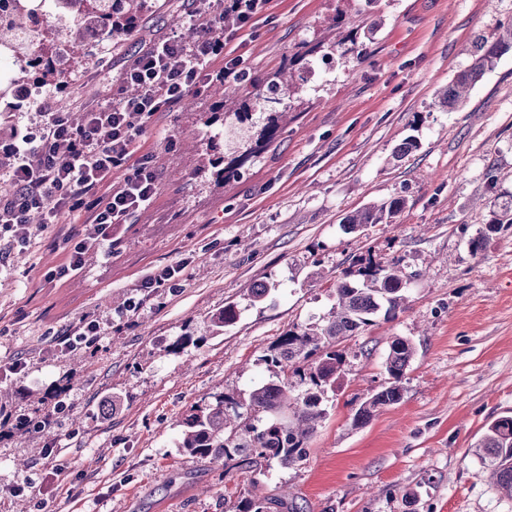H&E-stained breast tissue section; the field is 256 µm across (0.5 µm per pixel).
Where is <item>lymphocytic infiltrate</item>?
I'll return each mask as SVG.
<instances>
[{
    "label": "lymphocytic infiltrate",
    "mask_w": 512,
    "mask_h": 512,
    "mask_svg": "<svg viewBox=\"0 0 512 512\" xmlns=\"http://www.w3.org/2000/svg\"><path fill=\"white\" fill-rule=\"evenodd\" d=\"M267 2L209 0L206 11L191 15L204 22L206 35L190 42L170 36L140 52L121 73L122 90L111 102L84 107L76 118L44 105L39 133L14 137L10 188L0 195V228L26 244L35 235L31 212L43 214L44 228L55 231V249L66 257L43 272L44 281L78 275L89 251L109 255L125 224L153 203L159 173L152 156L140 154L141 137L162 112L186 94L201 92L212 78H248L243 58L226 50L224 10L236 13L240 31L250 28L259 5ZM127 86L137 87V95H125ZM70 216L81 218L79 230L63 227Z\"/></svg>",
    "instance_id": "f902f5d3"
}]
</instances>
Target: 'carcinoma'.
I'll return each instance as SVG.
<instances>
[{
    "label": "carcinoma",
    "mask_w": 512,
    "mask_h": 512,
    "mask_svg": "<svg viewBox=\"0 0 512 512\" xmlns=\"http://www.w3.org/2000/svg\"><path fill=\"white\" fill-rule=\"evenodd\" d=\"M85 13L82 23L70 30L69 41L88 47L90 40H120L138 25V12L145 0H77ZM21 0H0V40L15 35L29 22ZM512 49V25L492 36L475 39L473 63L460 71L443 90L439 105L453 109L492 68L503 53ZM54 44L47 40L29 54L25 67L34 85L55 87L66 93L68 73L55 66ZM303 79L279 66L261 75L225 86L226 97L237 102L233 112L239 131L235 140L224 139V154L209 161L212 175L227 182L240 175L245 163L264 152L274 141L282 117L280 107L290 95L294 81ZM406 202L392 199L366 206L347 215L344 228L356 232L368 224H391ZM403 258L377 260L357 258L336 279L333 304L327 313L305 324H296L281 334L262 357L268 379L236 393H220L214 401L190 407L179 422L178 447L183 452L226 469L253 472L277 463L292 468L306 460L309 441L326 417L327 393L345 373L346 354L338 348L345 338L375 323L379 315L388 320L404 309L408 278ZM238 305L228 303L211 316L213 327L223 331L240 319ZM415 354L412 342L392 337L384 362L387 381L369 394L353 416V424H366L379 408L400 403L403 378ZM489 472L496 489L512 499V416H502L487 425L470 448ZM232 512H301L295 496L276 497L253 491L233 505Z\"/></svg>",
    "instance_id": "obj_1"
}]
</instances>
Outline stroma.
<instances>
[{
  "instance_id": "obj_1",
  "label": "stroma",
  "mask_w": 512,
  "mask_h": 512,
  "mask_svg": "<svg viewBox=\"0 0 512 512\" xmlns=\"http://www.w3.org/2000/svg\"><path fill=\"white\" fill-rule=\"evenodd\" d=\"M148 4L121 49L94 44L66 96L49 93L58 110L109 101L138 51L187 35L185 0ZM359 4L269 0L253 29L226 31L251 69L309 60L275 141L239 178L216 182L208 165L211 105L225 101L213 81L145 134L160 189L109 260L88 253L81 273L47 283L43 268L64 260L50 235L24 246L0 232V392L22 385L33 394L0 399V408L35 416L58 384L69 406L43 434L0 437V512H224L245 491L286 487L304 512H512L470 452L490 422L512 416V224L502 221L512 204V51L454 110L438 105L471 64L474 36L512 24V0H378L362 63L330 53L356 33ZM409 137L417 148L397 155ZM393 198L406 201L395 223L344 231L345 216ZM494 219L498 229L472 253L470 240ZM367 253L402 256L408 304L343 342L346 373L306 461L225 473L179 449L181 415L267 377L270 345L325 313L328 286ZM182 260L179 288L117 316L147 274ZM267 282L271 295L251 303L250 288ZM228 303L240 319L215 333L210 317ZM86 316L106 326L95 349H58L59 335ZM185 334L200 346L171 353ZM394 336L415 346L404 397L354 425L359 404L385 383ZM20 357L25 371L4 373ZM112 396L113 410L104 404ZM57 464L68 470L58 484ZM23 482L30 491L15 494Z\"/></svg>"
}]
</instances>
